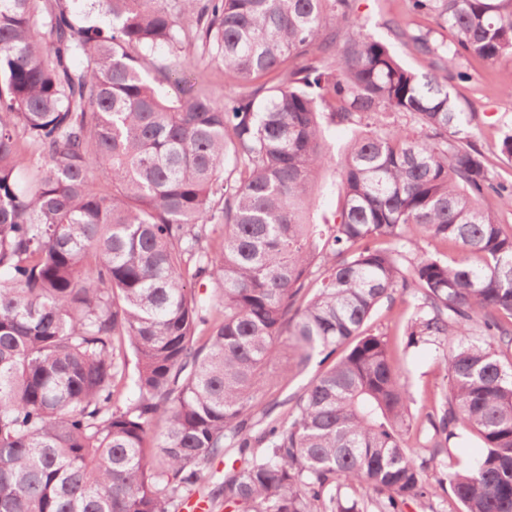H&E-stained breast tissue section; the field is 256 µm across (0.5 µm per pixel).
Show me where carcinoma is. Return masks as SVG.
Instances as JSON below:
<instances>
[{"label":"carcinoma","mask_w":512,"mask_h":512,"mask_svg":"<svg viewBox=\"0 0 512 512\" xmlns=\"http://www.w3.org/2000/svg\"><path fill=\"white\" fill-rule=\"evenodd\" d=\"M356 2L0 0V512H178L231 449L210 512H512V183L447 82L512 59V0H409L452 36L398 31L423 74ZM398 298L448 378L426 429L369 325ZM317 358L310 367L302 374L296 376H289L288 380L285 381L279 390L273 393H268L262 397L264 403H279V407L275 410V414L284 413L288 410V405H283L282 402L289 395L301 391L312 379L318 370Z\"/></svg>","instance_id":"1"}]
</instances>
